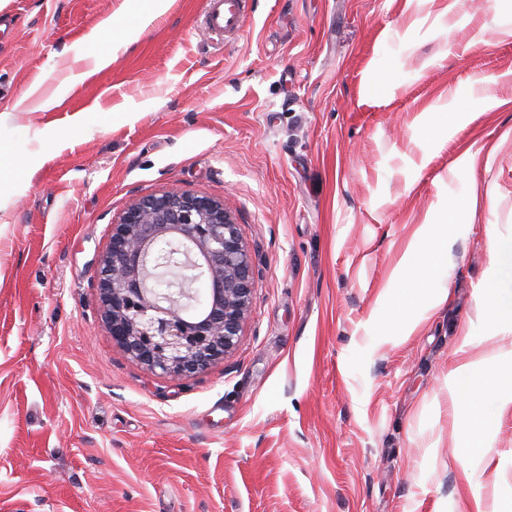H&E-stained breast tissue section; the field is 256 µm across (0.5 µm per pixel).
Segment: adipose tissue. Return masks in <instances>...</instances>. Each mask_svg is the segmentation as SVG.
Returning a JSON list of instances; mask_svg holds the SVG:
<instances>
[{
	"label": "adipose tissue",
	"instance_id": "adipose-tissue-1",
	"mask_svg": "<svg viewBox=\"0 0 512 512\" xmlns=\"http://www.w3.org/2000/svg\"><path fill=\"white\" fill-rule=\"evenodd\" d=\"M489 283L481 310L485 321L496 328L512 329V298L501 296L499 285L512 279V239H500L491 245ZM448 261V231L434 224L417 229L393 277V294L403 296L419 292L422 311L440 306L447 298L445 289L434 282L437 272ZM488 359L481 358L459 364L450 374L448 391L455 398H478L482 392L491 393L500 406L512 404V374H493L487 369Z\"/></svg>",
	"mask_w": 512,
	"mask_h": 512
}]
</instances>
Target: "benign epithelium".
<instances>
[{
	"instance_id": "1",
	"label": "benign epithelium",
	"mask_w": 512,
	"mask_h": 512,
	"mask_svg": "<svg viewBox=\"0 0 512 512\" xmlns=\"http://www.w3.org/2000/svg\"><path fill=\"white\" fill-rule=\"evenodd\" d=\"M169 254L186 272L178 295L158 288ZM99 265L112 341L148 371L178 378L234 351L252 304V267L224 201L169 191L134 203L112 225Z\"/></svg>"
}]
</instances>
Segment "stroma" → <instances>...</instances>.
<instances>
[{
    "label": "stroma",
    "instance_id": "obj_1",
    "mask_svg": "<svg viewBox=\"0 0 512 512\" xmlns=\"http://www.w3.org/2000/svg\"><path fill=\"white\" fill-rule=\"evenodd\" d=\"M146 2L0 0V512L512 505V405L448 396L465 361L512 368L480 310L512 238V36L491 0H249L231 38L205 0H169L125 43ZM468 87L494 107L440 113ZM173 190L227 200L253 269L233 353L178 380L113 343L99 299L113 224ZM442 223L448 299L399 335L381 298ZM482 431L468 479L453 450Z\"/></svg>",
    "mask_w": 512,
    "mask_h": 512
}]
</instances>
